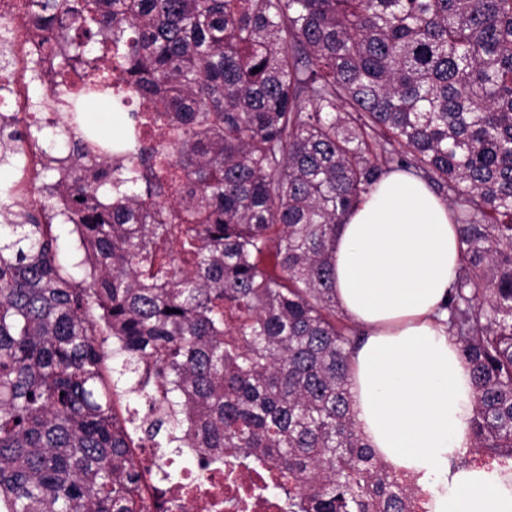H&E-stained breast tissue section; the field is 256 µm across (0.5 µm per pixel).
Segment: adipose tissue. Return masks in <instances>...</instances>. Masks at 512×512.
I'll use <instances>...</instances> for the list:
<instances>
[{"label":"adipose tissue","mask_w":512,"mask_h":512,"mask_svg":"<svg viewBox=\"0 0 512 512\" xmlns=\"http://www.w3.org/2000/svg\"><path fill=\"white\" fill-rule=\"evenodd\" d=\"M464 249L447 201L404 171L383 175L344 216L333 264L336 304L362 333L353 412L388 469L422 488L449 473L429 512H512V470L448 468L472 445V366L446 308Z\"/></svg>","instance_id":"obj_1"}]
</instances>
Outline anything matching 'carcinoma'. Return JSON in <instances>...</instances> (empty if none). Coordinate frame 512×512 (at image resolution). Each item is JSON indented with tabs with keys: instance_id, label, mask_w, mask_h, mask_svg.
Wrapping results in <instances>:
<instances>
[{
	"instance_id": "obj_1",
	"label": "carcinoma",
	"mask_w": 512,
	"mask_h": 512,
	"mask_svg": "<svg viewBox=\"0 0 512 512\" xmlns=\"http://www.w3.org/2000/svg\"><path fill=\"white\" fill-rule=\"evenodd\" d=\"M34 19L60 42L41 56L69 150L41 169L71 194L83 278L53 207L6 190L0 512H148L133 432L159 466L226 448L281 466L288 512H414L420 489L356 427L332 264L390 169L460 203L471 452L512 462V0H36ZM35 140L1 123L0 166ZM120 390L147 413L120 419ZM71 226L56 224L53 226V235L58 237L59 259L62 264L70 266L77 255L76 236L70 233Z\"/></svg>"
}]
</instances>
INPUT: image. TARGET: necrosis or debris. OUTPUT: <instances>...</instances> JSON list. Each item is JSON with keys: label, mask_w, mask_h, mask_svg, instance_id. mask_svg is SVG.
Here are the masks:
<instances>
[{"label": "necrosis or debris", "mask_w": 512, "mask_h": 512, "mask_svg": "<svg viewBox=\"0 0 512 512\" xmlns=\"http://www.w3.org/2000/svg\"><path fill=\"white\" fill-rule=\"evenodd\" d=\"M36 0H0V117L21 126L33 114L32 86L39 80V50L46 34L33 23ZM281 467L225 452L218 463L191 464L182 480L158 486L146 471L140 498L163 496L171 512H285L276 490L287 484Z\"/></svg>", "instance_id": "1"}]
</instances>
